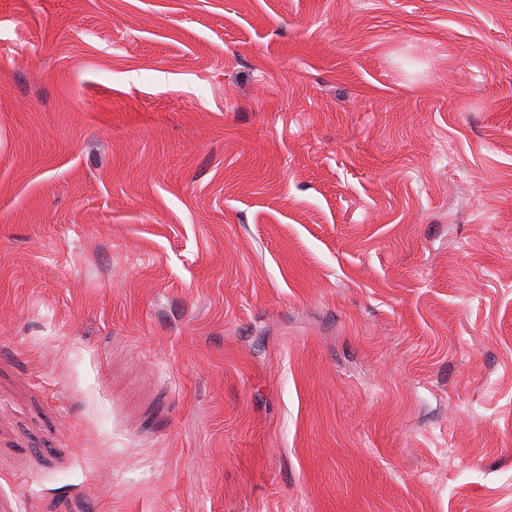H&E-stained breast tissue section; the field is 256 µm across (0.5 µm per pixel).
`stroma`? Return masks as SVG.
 Segmentation results:
<instances>
[{"label":"stroma","instance_id":"35a3bbf8","mask_svg":"<svg viewBox=\"0 0 512 512\" xmlns=\"http://www.w3.org/2000/svg\"><path fill=\"white\" fill-rule=\"evenodd\" d=\"M0 512H512V0H0Z\"/></svg>","mask_w":512,"mask_h":512}]
</instances>
